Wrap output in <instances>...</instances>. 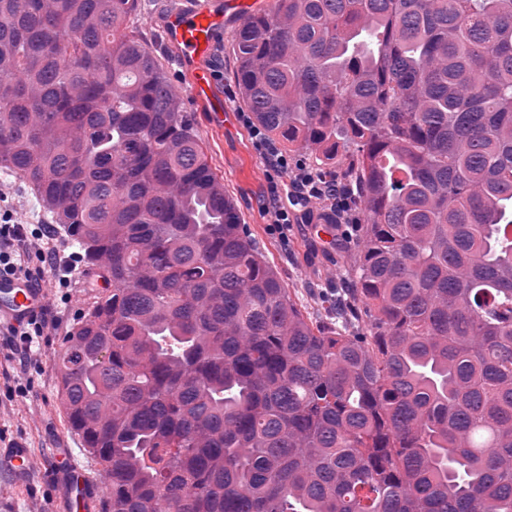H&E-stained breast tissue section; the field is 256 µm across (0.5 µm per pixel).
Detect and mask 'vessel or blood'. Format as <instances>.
Segmentation results:
<instances>
[{
	"label": "vessel or blood",
	"instance_id": "b4317fda",
	"mask_svg": "<svg viewBox=\"0 0 512 512\" xmlns=\"http://www.w3.org/2000/svg\"><path fill=\"white\" fill-rule=\"evenodd\" d=\"M253 0H224L223 8L211 6L198 10H177L170 13L164 23L168 44L179 53L182 68L190 76L189 96L196 101L210 99L214 78L202 62L207 58L226 25H236L254 10ZM45 308L41 288L20 275L0 274V325L18 327L42 314ZM31 452L16 445L0 452V467L22 479L30 471ZM48 483L56 488L58 497L52 500L46 512H93L106 490H92L79 469L63 473L50 471Z\"/></svg>",
	"mask_w": 512,
	"mask_h": 512
}]
</instances>
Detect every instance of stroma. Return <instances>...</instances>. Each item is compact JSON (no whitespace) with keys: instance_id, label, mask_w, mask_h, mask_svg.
<instances>
[{"instance_id":"1","label":"stroma","mask_w":512,"mask_h":512,"mask_svg":"<svg viewBox=\"0 0 512 512\" xmlns=\"http://www.w3.org/2000/svg\"><path fill=\"white\" fill-rule=\"evenodd\" d=\"M207 0H141L132 17L130 32L139 38L167 68L172 84L183 94L188 77L181 69L176 50L168 48L162 35V22L172 8ZM234 28L219 38L205 65L217 72L215 97L231 111L230 121L213 126L205 104L185 98L183 110L203 139L209 163L222 179L224 190L235 203L243 223L247 224L267 262L276 270L285 288L295 293L298 302L312 306L313 288L335 280L339 269L335 261L325 260L324 242L309 224L289 226L287 237L271 231L263 204L268 197L269 181L264 161L241 118V103L234 73L237 64L232 55ZM33 279L44 290L48 327L36 354L27 365H19L7 345L6 331H0V448L24 441L34 457V466L24 483L0 469V512H45L49 499L46 474L56 466L73 464L94 482L105 484L101 465L83 449L81 437L74 432L57 398L58 369L54 356L73 323L87 310L93 297L90 277L73 271L68 291L57 288L49 269L30 260ZM26 395H19V386Z\"/></svg>"}]
</instances>
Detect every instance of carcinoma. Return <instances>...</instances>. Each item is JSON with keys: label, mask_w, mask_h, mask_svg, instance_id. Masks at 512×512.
Here are the masks:
<instances>
[{"label": "carcinoma", "mask_w": 512, "mask_h": 512, "mask_svg": "<svg viewBox=\"0 0 512 512\" xmlns=\"http://www.w3.org/2000/svg\"><path fill=\"white\" fill-rule=\"evenodd\" d=\"M139 0H0V177L104 287L54 358L101 512H512V0H274L254 122L352 190L304 314Z\"/></svg>", "instance_id": "1"}]
</instances>
